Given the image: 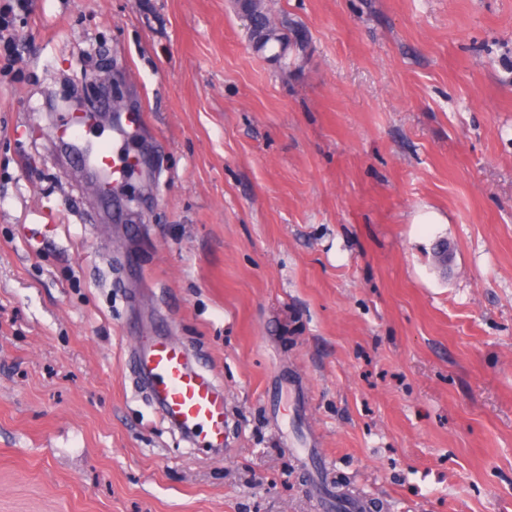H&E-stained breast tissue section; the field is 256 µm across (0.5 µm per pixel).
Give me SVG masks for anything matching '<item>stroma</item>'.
<instances>
[{
	"label": "stroma",
	"mask_w": 512,
	"mask_h": 512,
	"mask_svg": "<svg viewBox=\"0 0 512 512\" xmlns=\"http://www.w3.org/2000/svg\"><path fill=\"white\" fill-rule=\"evenodd\" d=\"M32 0L0 56V512H512V0ZM118 68L144 123L102 202L53 99ZM452 259L440 273L435 242ZM224 387L220 454L126 366ZM238 6L249 15L248 40L257 53L288 68V59L293 53L306 51L307 36L303 27L285 17L276 21L265 0H244Z\"/></svg>",
	"instance_id": "obj_1"
}]
</instances>
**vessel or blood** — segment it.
<instances>
[{"label":"vessel or blood","mask_w":512,"mask_h":512,"mask_svg":"<svg viewBox=\"0 0 512 512\" xmlns=\"http://www.w3.org/2000/svg\"><path fill=\"white\" fill-rule=\"evenodd\" d=\"M89 121V115L84 113L60 112L55 129L81 165L108 183L114 175L123 173L127 164L108 142L83 139L82 132ZM129 364L147 388L163 423L192 447H223L228 422L224 388L213 375L195 365L186 348L160 334L137 350Z\"/></svg>","instance_id":"1"}]
</instances>
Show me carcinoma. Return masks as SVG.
Returning a JSON list of instances; mask_svg holds the SVG:
<instances>
[{
  "label": "carcinoma",
  "mask_w": 512,
  "mask_h": 512,
  "mask_svg": "<svg viewBox=\"0 0 512 512\" xmlns=\"http://www.w3.org/2000/svg\"><path fill=\"white\" fill-rule=\"evenodd\" d=\"M239 7L249 15L247 35L256 52L286 67L292 54L306 51L307 36L303 27L285 17L275 20L266 7V0H242Z\"/></svg>",
  "instance_id": "obj_1"
}]
</instances>
